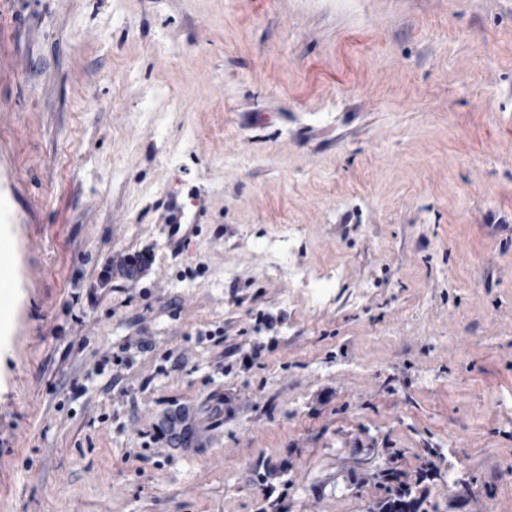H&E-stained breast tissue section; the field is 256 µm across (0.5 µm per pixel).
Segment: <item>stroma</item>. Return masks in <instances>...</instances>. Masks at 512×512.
<instances>
[{"instance_id":"obj_1","label":"stroma","mask_w":512,"mask_h":512,"mask_svg":"<svg viewBox=\"0 0 512 512\" xmlns=\"http://www.w3.org/2000/svg\"><path fill=\"white\" fill-rule=\"evenodd\" d=\"M0 233V512H512V0H0Z\"/></svg>"}]
</instances>
